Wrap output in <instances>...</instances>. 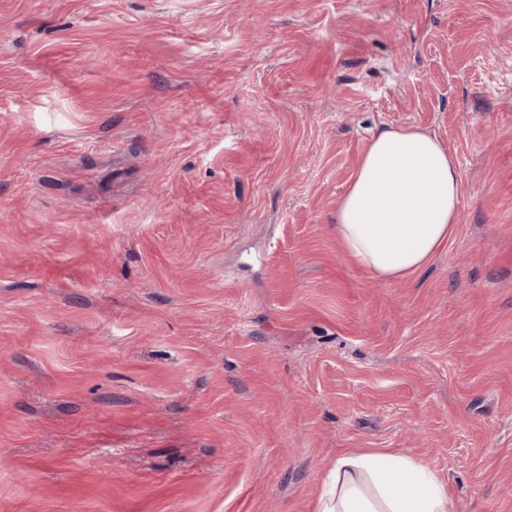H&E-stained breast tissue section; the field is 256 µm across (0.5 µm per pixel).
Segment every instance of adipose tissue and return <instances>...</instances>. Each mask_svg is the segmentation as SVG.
<instances>
[{"label":"adipose tissue","instance_id":"ef3b65f1","mask_svg":"<svg viewBox=\"0 0 512 512\" xmlns=\"http://www.w3.org/2000/svg\"><path fill=\"white\" fill-rule=\"evenodd\" d=\"M455 157L434 134L386 128L371 138L332 228L345 253L382 281L421 270L460 221ZM316 512H450L448 488L435 469L385 451L340 456Z\"/></svg>","mask_w":512,"mask_h":512}]
</instances>
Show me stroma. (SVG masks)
Returning a JSON list of instances; mask_svg holds the SVG:
<instances>
[{
    "label": "stroma",
    "mask_w": 512,
    "mask_h": 512,
    "mask_svg": "<svg viewBox=\"0 0 512 512\" xmlns=\"http://www.w3.org/2000/svg\"><path fill=\"white\" fill-rule=\"evenodd\" d=\"M431 132L460 222L331 217ZM512 512V0H0V512H315L342 453ZM456 158L434 134L386 128L371 138L332 228L345 253L382 281L421 270L460 221Z\"/></svg>",
    "instance_id": "35a3bbf8"
}]
</instances>
